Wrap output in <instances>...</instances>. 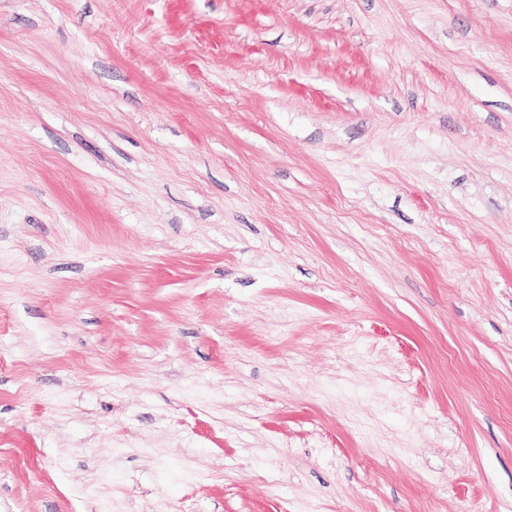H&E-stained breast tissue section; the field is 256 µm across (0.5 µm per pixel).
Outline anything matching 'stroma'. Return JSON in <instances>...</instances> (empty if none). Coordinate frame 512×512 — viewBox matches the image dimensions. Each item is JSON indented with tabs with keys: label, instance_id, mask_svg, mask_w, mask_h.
I'll list each match as a JSON object with an SVG mask.
<instances>
[{
	"label": "stroma",
	"instance_id": "obj_1",
	"mask_svg": "<svg viewBox=\"0 0 512 512\" xmlns=\"http://www.w3.org/2000/svg\"><path fill=\"white\" fill-rule=\"evenodd\" d=\"M0 512H512V0H0Z\"/></svg>",
	"mask_w": 512,
	"mask_h": 512
}]
</instances>
